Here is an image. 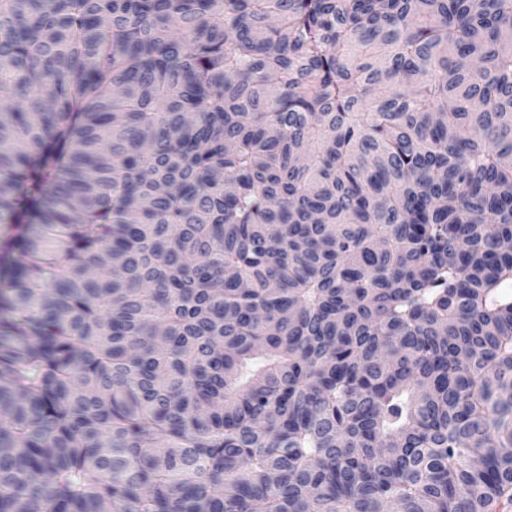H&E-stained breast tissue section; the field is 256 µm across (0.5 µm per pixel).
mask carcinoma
Listing matches in <instances>:
<instances>
[{
  "label": "carcinoma",
  "instance_id": "obj_1",
  "mask_svg": "<svg viewBox=\"0 0 512 512\" xmlns=\"http://www.w3.org/2000/svg\"><path fill=\"white\" fill-rule=\"evenodd\" d=\"M0 512L512 501V0H0Z\"/></svg>",
  "mask_w": 512,
  "mask_h": 512
}]
</instances>
